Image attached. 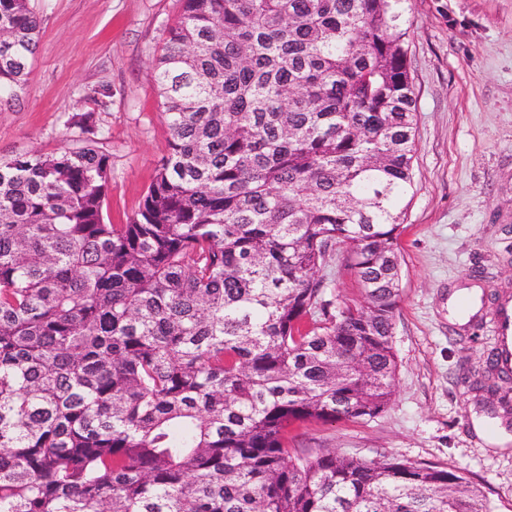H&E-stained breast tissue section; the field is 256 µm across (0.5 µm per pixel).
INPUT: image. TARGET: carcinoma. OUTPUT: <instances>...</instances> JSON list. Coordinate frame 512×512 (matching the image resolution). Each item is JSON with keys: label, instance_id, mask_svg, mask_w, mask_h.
<instances>
[{"label": "carcinoma", "instance_id": "1", "mask_svg": "<svg viewBox=\"0 0 512 512\" xmlns=\"http://www.w3.org/2000/svg\"><path fill=\"white\" fill-rule=\"evenodd\" d=\"M404 0H182L168 152L127 224L83 145L0 158V512H492L458 470L285 446L392 397L416 100ZM40 35L0 0V105ZM347 252L362 300L316 273ZM478 389L512 412V368Z\"/></svg>", "mask_w": 512, "mask_h": 512}]
</instances>
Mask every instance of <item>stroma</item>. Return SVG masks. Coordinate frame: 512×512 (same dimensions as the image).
Instances as JSON below:
<instances>
[{"label": "stroma", "instance_id": "35a3bbf8", "mask_svg": "<svg viewBox=\"0 0 512 512\" xmlns=\"http://www.w3.org/2000/svg\"><path fill=\"white\" fill-rule=\"evenodd\" d=\"M41 34L19 103L0 108V157L74 146L68 117L92 112L112 161L105 212L125 224L168 152L153 61L181 0H30ZM416 96L413 185L398 230V369L372 419L294 422L293 454L317 448L459 469L494 512H512V442L474 429L491 412L474 387L494 346L496 295L512 296V0H405ZM335 307L359 300L346 252L319 271ZM475 288L461 318L450 295Z\"/></svg>", "mask_w": 512, "mask_h": 512}]
</instances>
